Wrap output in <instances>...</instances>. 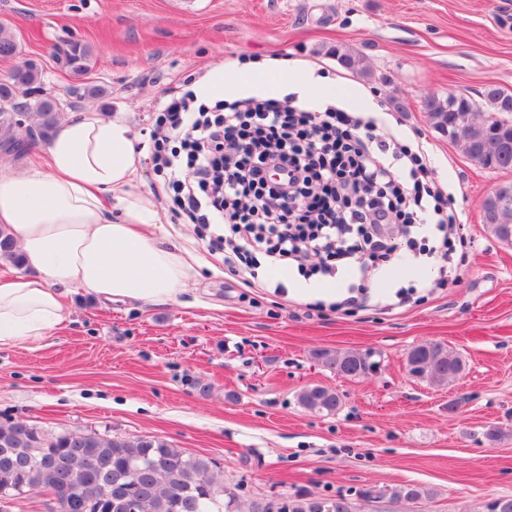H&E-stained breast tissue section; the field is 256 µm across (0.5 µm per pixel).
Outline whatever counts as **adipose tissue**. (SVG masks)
I'll return each instance as SVG.
<instances>
[{"label":"adipose tissue","instance_id":"ef3b65f1","mask_svg":"<svg viewBox=\"0 0 512 512\" xmlns=\"http://www.w3.org/2000/svg\"><path fill=\"white\" fill-rule=\"evenodd\" d=\"M287 63L252 56L211 67L196 82L198 103L264 84ZM140 165L125 116L88 112L59 124L45 167L0 169V230L14 241L25 273L0 278V348L40 345L65 318L61 291L76 288L98 302L177 301L197 276L194 258L164 243L150 197L130 193ZM115 202H108L107 194ZM120 217H113V207Z\"/></svg>","mask_w":512,"mask_h":512}]
</instances>
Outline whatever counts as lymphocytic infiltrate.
Here are the masks:
<instances>
[{
	"instance_id": "lymphocytic-infiltrate-1",
	"label": "lymphocytic infiltrate",
	"mask_w": 512,
	"mask_h": 512,
	"mask_svg": "<svg viewBox=\"0 0 512 512\" xmlns=\"http://www.w3.org/2000/svg\"><path fill=\"white\" fill-rule=\"evenodd\" d=\"M163 118L181 152L156 149L180 216L204 225L232 274L269 267L351 281L366 261L416 251L413 224L433 210L458 223L444 191L428 184L424 151L376 134L378 120L310 112L268 99L210 110L193 93L171 97ZM406 171L396 181L394 163Z\"/></svg>"
}]
</instances>
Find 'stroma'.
I'll return each instance as SVG.
<instances>
[{
    "mask_svg": "<svg viewBox=\"0 0 512 512\" xmlns=\"http://www.w3.org/2000/svg\"><path fill=\"white\" fill-rule=\"evenodd\" d=\"M0 25L19 45L0 59V80L30 61L62 119L128 115L141 155L132 191L154 199L170 240L201 264L174 303L67 293L68 315L40 348L0 350V424L162 437L214 458L245 504L310 492L344 495L354 512H484L512 496V245L481 209L506 175L468 160L423 108L428 96L480 99L490 85L512 94V0H0ZM72 41L90 51L81 76L57 59ZM334 47L359 67L342 66ZM247 55L299 64L292 89L273 75L261 98L292 93L320 108L307 76L327 72L342 110L379 113L388 133L422 145L462 218L448 227L459 250L446 269L406 255L379 264L371 301L346 310L306 294L344 298L338 278L271 270L249 288L225 273L202 227L176 217L152 153L169 134L157 121L167 94ZM87 84L105 96L79 97ZM400 290L409 303L387 310ZM425 342L460 352L464 375L445 386L412 376L407 353ZM321 349L368 351L379 368L348 378L315 359ZM312 385L336 391L339 411L300 406ZM492 426L500 441L486 438ZM407 484L425 496L360 497Z\"/></svg>",
    "mask_w": 512,
    "mask_h": 512,
    "instance_id": "35a3bbf8",
    "label": "stroma"
}]
</instances>
